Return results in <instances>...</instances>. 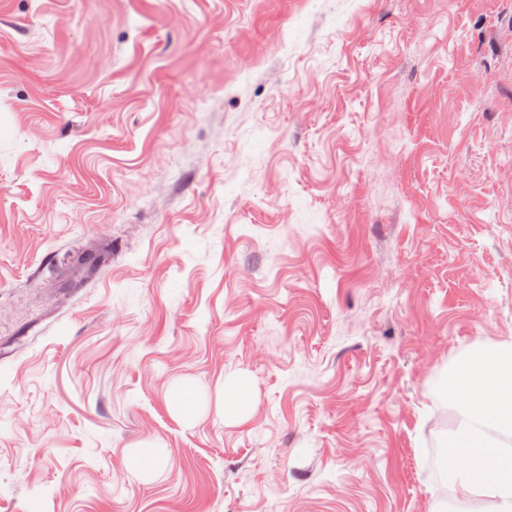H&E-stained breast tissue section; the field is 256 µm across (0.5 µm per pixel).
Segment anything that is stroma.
Listing matches in <instances>:
<instances>
[{
  "label": "stroma",
  "instance_id": "1",
  "mask_svg": "<svg viewBox=\"0 0 512 512\" xmlns=\"http://www.w3.org/2000/svg\"><path fill=\"white\" fill-rule=\"evenodd\" d=\"M505 340L512 0H0V512H429ZM250 380L239 375L224 381V419L236 423L247 420L252 406Z\"/></svg>",
  "mask_w": 512,
  "mask_h": 512
}]
</instances>
